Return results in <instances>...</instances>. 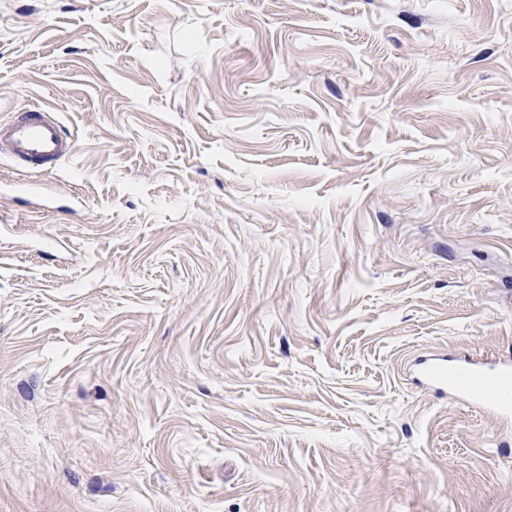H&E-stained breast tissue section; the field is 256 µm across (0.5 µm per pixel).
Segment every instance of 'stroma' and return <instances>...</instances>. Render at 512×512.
Masks as SVG:
<instances>
[{
	"mask_svg": "<svg viewBox=\"0 0 512 512\" xmlns=\"http://www.w3.org/2000/svg\"><path fill=\"white\" fill-rule=\"evenodd\" d=\"M0 512H512V0H0ZM75 150V140L52 109L32 106L0 121V157L23 173L54 172ZM421 381L455 400L478 405L502 420L512 418V357L494 363L460 362L448 357L419 362Z\"/></svg>",
	"mask_w": 512,
	"mask_h": 512,
	"instance_id": "obj_1",
	"label": "stroma"
}]
</instances>
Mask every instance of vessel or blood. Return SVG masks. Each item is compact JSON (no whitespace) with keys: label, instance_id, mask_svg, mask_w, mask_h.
I'll return each mask as SVG.
<instances>
[{"label":"vessel or blood","instance_id":"vessel-or-blood-1","mask_svg":"<svg viewBox=\"0 0 512 512\" xmlns=\"http://www.w3.org/2000/svg\"><path fill=\"white\" fill-rule=\"evenodd\" d=\"M75 150V140L52 109L37 105L0 121V157L21 172L55 171ZM419 374L437 392L477 405L502 420L512 419V357L489 364L424 358Z\"/></svg>","mask_w":512,"mask_h":512}]
</instances>
